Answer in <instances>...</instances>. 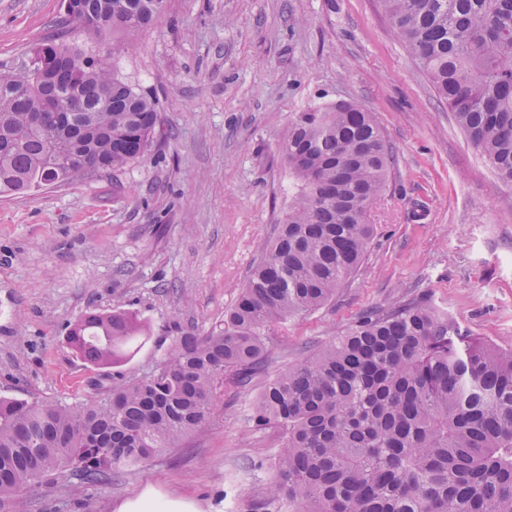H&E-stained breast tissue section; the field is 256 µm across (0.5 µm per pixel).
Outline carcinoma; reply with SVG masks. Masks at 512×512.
<instances>
[{
    "label": "carcinoma",
    "instance_id": "carcinoma-1",
    "mask_svg": "<svg viewBox=\"0 0 512 512\" xmlns=\"http://www.w3.org/2000/svg\"><path fill=\"white\" fill-rule=\"evenodd\" d=\"M59 22L53 88L32 69L0 71V193L23 194L89 175L58 161L36 120L88 133L94 171L117 172L147 152L154 100L94 60L116 34L151 26L165 0H106ZM448 111L512 185V0H380ZM77 91L85 111L66 104ZM297 194L224 323L182 332L148 376L120 379L94 403L0 398V494L78 478L90 487L133 472L200 431L214 404L265 369V330L316 310L364 261L368 213L385 190L392 147L374 113L340 101L296 113L281 144ZM125 311L69 325L83 360L118 367L144 339ZM258 428L283 431L267 502L288 512H512V347L464 335L416 299L372 311L341 337L288 366L253 404Z\"/></svg>",
    "mask_w": 512,
    "mask_h": 512
}]
</instances>
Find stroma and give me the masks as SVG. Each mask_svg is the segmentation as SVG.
<instances>
[{
	"instance_id": "35a3bbf8",
	"label": "stroma",
	"mask_w": 512,
	"mask_h": 512,
	"mask_svg": "<svg viewBox=\"0 0 512 512\" xmlns=\"http://www.w3.org/2000/svg\"><path fill=\"white\" fill-rule=\"evenodd\" d=\"M60 0H0V70L51 37ZM117 71L156 98L144 159L64 186L0 194V396L91 402L113 374L140 379L166 357L172 326L207 334L274 238L292 183L280 153L295 113L347 100L392 146L360 268L320 309L271 327L263 380L218 402L187 442L143 470L89 488L28 485L0 512H118L146 493L193 512H260L281 429L256 428L267 381L404 298L470 336L512 346V186L466 139L378 0H167ZM124 310L151 335L119 369L66 344L90 311Z\"/></svg>"
}]
</instances>
